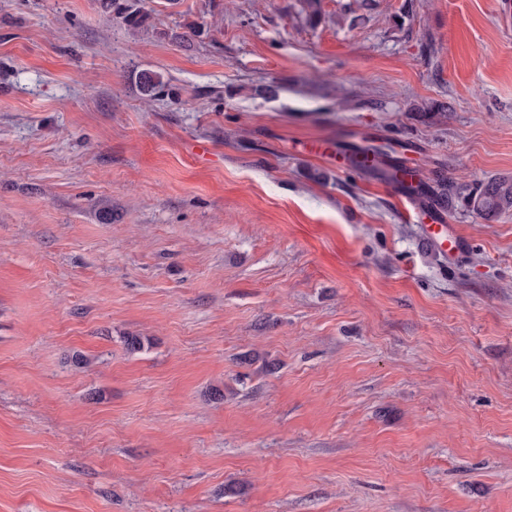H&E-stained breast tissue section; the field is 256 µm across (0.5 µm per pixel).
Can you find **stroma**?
I'll return each mask as SVG.
<instances>
[{
  "label": "stroma",
  "mask_w": 512,
  "mask_h": 512,
  "mask_svg": "<svg viewBox=\"0 0 512 512\" xmlns=\"http://www.w3.org/2000/svg\"><path fill=\"white\" fill-rule=\"evenodd\" d=\"M121 2L0 0V512H512V210L303 155L512 180V0ZM138 86L144 100L153 101L165 91L166 83L161 73L152 70H143L138 76ZM367 150L377 158H380L379 163L373 166L370 171L373 176L384 182L398 184L406 189H413L409 184H405L407 178L413 174H411L403 162L388 163L386 160L388 153L382 147L370 146L367 147ZM412 198L403 194L399 199L398 213L404 222L417 224L419 231L426 240L435 243L444 251L458 252L463 248V242L455 233L451 224H446L444 210L437 209L430 214L423 213L418 207H412ZM428 220L427 224L423 221Z\"/></svg>",
  "instance_id": "35a3bbf8"
}]
</instances>
